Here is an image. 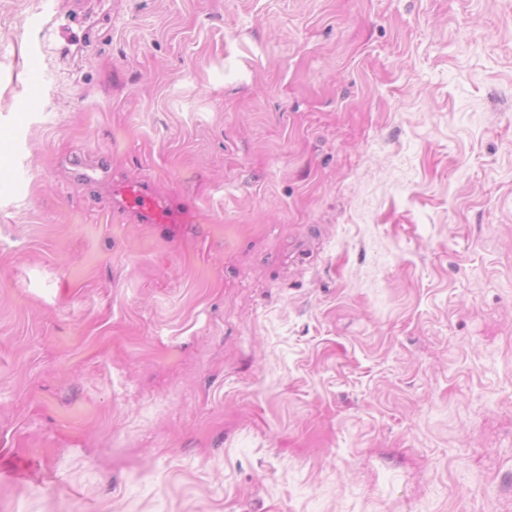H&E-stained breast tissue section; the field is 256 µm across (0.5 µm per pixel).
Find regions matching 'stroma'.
Returning a JSON list of instances; mask_svg holds the SVG:
<instances>
[{
	"label": "stroma",
	"mask_w": 512,
	"mask_h": 512,
	"mask_svg": "<svg viewBox=\"0 0 512 512\" xmlns=\"http://www.w3.org/2000/svg\"><path fill=\"white\" fill-rule=\"evenodd\" d=\"M0 512H512V0H0ZM126 207L140 214L150 224H171L172 213L139 183H128L120 189Z\"/></svg>",
	"instance_id": "stroma-1"
}]
</instances>
